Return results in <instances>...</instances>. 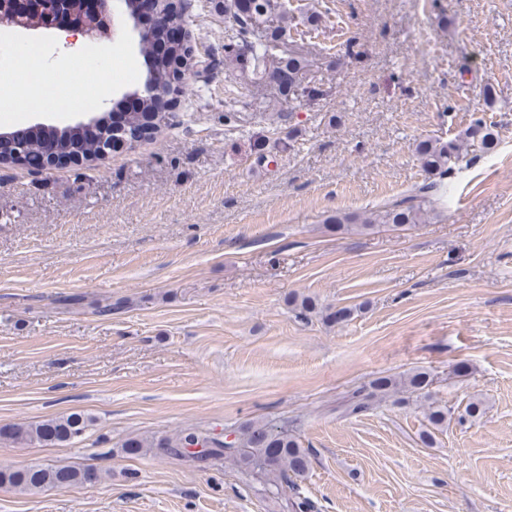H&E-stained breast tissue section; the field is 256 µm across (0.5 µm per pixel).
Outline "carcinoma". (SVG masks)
<instances>
[{
  "instance_id": "carcinoma-1",
  "label": "carcinoma",
  "mask_w": 512,
  "mask_h": 512,
  "mask_svg": "<svg viewBox=\"0 0 512 512\" xmlns=\"http://www.w3.org/2000/svg\"><path fill=\"white\" fill-rule=\"evenodd\" d=\"M39 8L42 14L77 15L85 24L95 20V11L89 0H41ZM225 10L237 26L239 43L224 47V64L231 66L246 60L256 77L274 73L283 79V85L294 94L310 100L319 94L317 88L302 85L299 78L307 66L303 56L297 53L280 56L276 53L275 40L288 37V9L283 7L280 0H228ZM274 14L278 17L274 40L263 41L257 38L256 33ZM181 23V14L174 11L164 15V24H151V40L143 44L144 56H151L152 40L164 30ZM177 71L178 67L173 60L156 58L147 71V79L161 88H168L176 83ZM157 128L158 124L149 122L146 113L135 112L123 128L112 131V138H129L136 133L141 139L147 138ZM108 140L105 130L89 131L85 125L64 129L60 137L64 148L87 159L99 155ZM466 144L483 153L493 151L499 144L494 123L487 122L483 116L475 117L461 141H441L436 138L417 141L414 152L425 174L422 184L380 210L362 215L338 211L328 218V223L338 232H363L378 224L402 227L425 222L435 211L437 198L447 193V177ZM295 312L300 319L316 314L330 323L344 322L352 315V309L348 307L336 310L320 308L309 296L295 300ZM432 383L431 374L419 369L399 377H376L343 398L342 412L347 416H356L383 402L402 404L413 398L424 409L425 418L432 428L441 431L448 423V408L433 400L430 392ZM90 422L91 419L85 413L74 411L34 423L3 425L0 426V440L20 445L53 447L82 437ZM122 447L130 456L140 454L145 448H153L165 457L183 458L203 464L228 459L241 470L263 479L266 491L273 496L280 494L283 488H288L290 496L286 502L287 512H315L314 502L295 482L296 478L309 470V449L302 447L298 438L288 432L286 427L269 422L248 421L233 432V439L229 442L218 439L207 429L188 428L151 440L130 437L123 441ZM99 478L98 472L89 467L52 463L0 467V486L19 493H38L49 488L67 489Z\"/></svg>"
}]
</instances>
